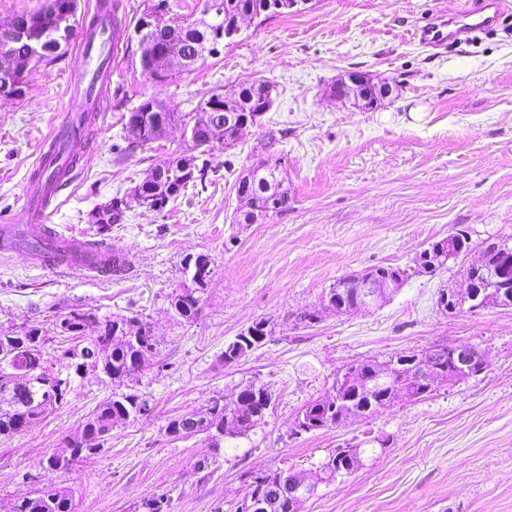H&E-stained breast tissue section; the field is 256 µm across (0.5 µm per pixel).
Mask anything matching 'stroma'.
Segmentation results:
<instances>
[{
    "mask_svg": "<svg viewBox=\"0 0 512 512\" xmlns=\"http://www.w3.org/2000/svg\"><path fill=\"white\" fill-rule=\"evenodd\" d=\"M122 2L111 84L125 90L128 106L152 97L193 122L213 92L259 79L273 84L274 104L237 145L207 153L205 181L163 209L131 206L103 231L92 213L187 152L176 125L135 146L128 106L109 97L89 129L94 147L51 222L63 236L110 245L126 260L124 274L66 272L0 253V334L53 329L71 310L137 315L150 322L158 352L136 384L152 416L115 427L103 451L73 470L48 473L46 460L112 394L103 375L74 377L62 407L0 439V512L50 482L73 490L75 512H140L143 499L161 493L170 512H236L257 473L306 472L349 443L364 448L361 467L319 487L300 512H512V307L448 315L437 306L487 244L512 245V13L430 50L418 44L417 26L474 0H310L302 11L256 19L221 54L155 82L142 74L131 39L144 2ZM101 3L79 0L69 46L29 68L23 96L0 99V225L22 223L40 147L78 107L67 76ZM350 72L393 92L369 109L329 97ZM269 156L281 160L293 202L242 223L235 180ZM458 224L470 230L469 256L414 272L416 255ZM199 253L215 273L199 318L185 323L168 297L183 258ZM373 266L411 276L381 307L322 309L314 326L296 322L297 312L322 308L336 280ZM260 318L272 328L266 342L238 362H220L225 343ZM435 343L477 345L488 368L370 419L289 438L299 409L326 395L347 365ZM250 383L272 394L264 419L249 437L222 443L214 472L199 471L203 436L171 437L168 419L204 409L217 394L235 398Z\"/></svg>",
    "mask_w": 512,
    "mask_h": 512,
    "instance_id": "1",
    "label": "stroma"
}]
</instances>
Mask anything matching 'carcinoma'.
Returning <instances> with one entry per match:
<instances>
[{
    "instance_id": "cac0c4a2",
    "label": "carcinoma",
    "mask_w": 512,
    "mask_h": 512,
    "mask_svg": "<svg viewBox=\"0 0 512 512\" xmlns=\"http://www.w3.org/2000/svg\"><path fill=\"white\" fill-rule=\"evenodd\" d=\"M265 0H221L223 14L217 19L221 24L229 23L234 15L243 10L263 12ZM120 2H115L108 10L111 25L103 23V19L94 17L91 30L101 29L102 51L109 47H117L120 38L118 31L117 12ZM217 31L214 24L206 25L200 30L194 27L178 26L168 31L158 32L147 47V55L167 53L182 56L197 61L202 52L197 47L203 45L210 32ZM207 102L221 106V112L249 109L251 112H265L269 106L257 97L251 85H241L237 89V98L230 103L221 92H214ZM140 118L147 123L146 132L137 141L143 147L158 138L152 126L162 122L173 123L178 119L175 113L166 109L155 99H147L138 106L130 109L127 120ZM175 159L165 160L172 167L170 178L172 191L169 194L157 193L150 186H140L141 196L136 202L150 200L164 207L171 198L189 184L207 177V166L195 167L191 174H183L173 167ZM277 171L273 165L261 160L254 168L251 185L248 192L260 207H265L268 183L276 180ZM129 203L122 198H114L105 206L108 221L118 224L123 220ZM471 248L468 228H456L448 237L436 241L427 248L431 254L434 266L420 268V271L432 273L448 263V251L460 256ZM196 267V278L187 279L180 289L169 296L170 310L174 316L186 323H191L199 317L202 306V296L214 274L211 258L203 253L194 258H185L184 265ZM375 279L382 284L395 285L390 295H395L398 288L403 286L408 276L405 271L392 266L373 267ZM95 319L90 313L71 311L64 318L71 339H82L78 347H62L61 354L56 359L61 361L66 355L76 353L80 362H70L66 370L79 374L84 369L103 366V370L111 377L112 385L119 391L100 401L89 417L82 423L86 436L85 444L65 443L55 449L47 459L48 470L52 472L72 470L79 463L88 460L102 452L101 442L108 439L112 429L144 418L141 414L142 397L132 386L136 379V367L143 358L144 351L150 347V326L137 316L114 315L99 323L97 335L84 337V323ZM271 334L269 323L265 319H257L247 331L239 334L224 346L220 358L230 364L240 361ZM48 338L38 327H21L14 335H0V353L4 356L15 354V358L23 359L28 365V376L14 385L7 396H0V438H11L24 431L23 424L30 417H43L49 411L61 406L67 393L62 391L58 398L49 401V389L45 384L44 375L50 370L45 358V345ZM454 347L437 344L421 351H407L392 357L396 364L393 381L388 383L380 376L384 363L366 361L357 364L362 372L365 383L359 387H351L341 393V404H328V399L317 398L304 404L298 411L297 420L303 421L308 432L336 427V413H346L356 418L368 419L382 409L391 407L395 402L394 385L411 370L413 364H426L433 368L438 376H448L453 368ZM435 388L428 384L412 382L406 388L404 397L422 400L428 398ZM271 404V395L267 387L249 384L242 388L235 399L226 402L218 395L208 401L202 410H189L177 417L171 418L166 424V432L176 439H188L198 435H206L210 447L216 448L224 438L245 437L264 418ZM362 448H337L317 466L313 475L300 473H285L275 471L254 478L249 485V491L238 512H299L305 499L317 493L320 485H328L339 478L353 474L361 466ZM9 512H74L72 491L48 485L34 490L26 495L18 496L10 502Z\"/></svg>"
}]
</instances>
